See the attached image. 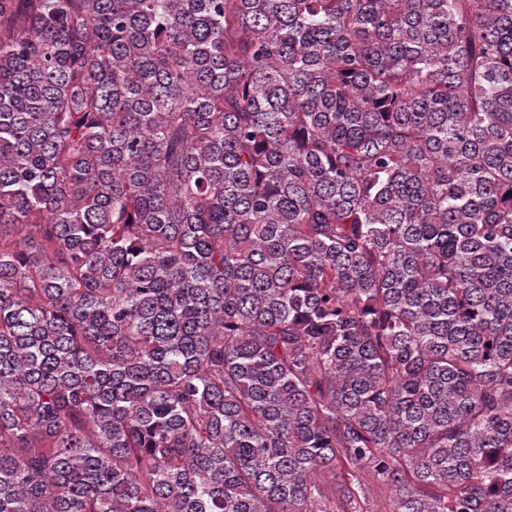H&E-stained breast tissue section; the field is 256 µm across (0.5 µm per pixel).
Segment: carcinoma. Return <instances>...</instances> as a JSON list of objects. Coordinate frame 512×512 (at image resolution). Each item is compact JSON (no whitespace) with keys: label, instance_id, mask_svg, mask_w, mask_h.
<instances>
[{"label":"carcinoma","instance_id":"carcinoma-1","mask_svg":"<svg viewBox=\"0 0 512 512\" xmlns=\"http://www.w3.org/2000/svg\"><path fill=\"white\" fill-rule=\"evenodd\" d=\"M512 512V0H0V512Z\"/></svg>","mask_w":512,"mask_h":512}]
</instances>
